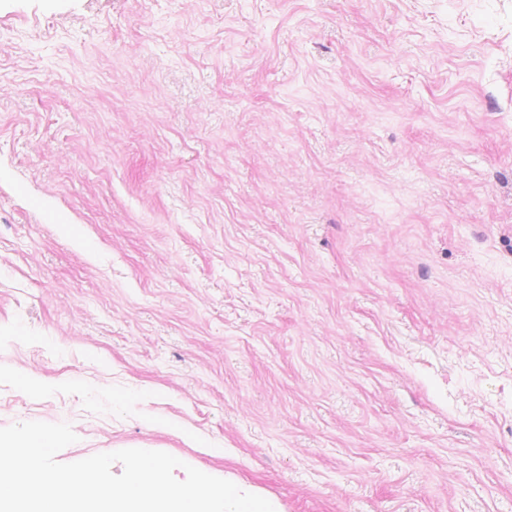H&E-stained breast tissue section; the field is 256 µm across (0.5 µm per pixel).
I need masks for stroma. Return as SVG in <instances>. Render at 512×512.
Returning <instances> with one entry per match:
<instances>
[{
  "mask_svg": "<svg viewBox=\"0 0 512 512\" xmlns=\"http://www.w3.org/2000/svg\"><path fill=\"white\" fill-rule=\"evenodd\" d=\"M278 512H512V0H0V427Z\"/></svg>",
  "mask_w": 512,
  "mask_h": 512,
  "instance_id": "1",
  "label": "stroma"
}]
</instances>
